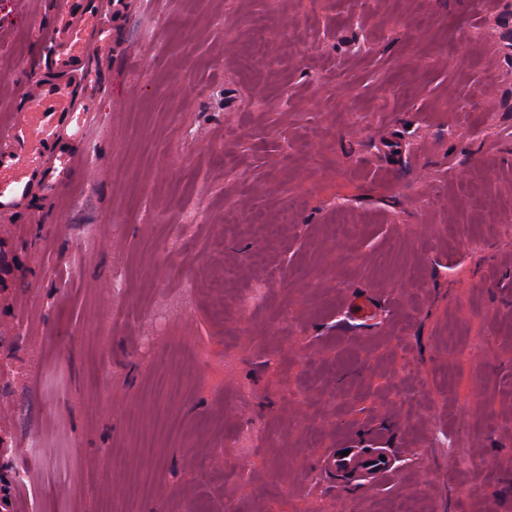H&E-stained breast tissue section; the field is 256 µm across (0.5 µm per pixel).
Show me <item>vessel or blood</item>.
<instances>
[{
  "label": "vessel or blood",
  "mask_w": 512,
  "mask_h": 512,
  "mask_svg": "<svg viewBox=\"0 0 512 512\" xmlns=\"http://www.w3.org/2000/svg\"><path fill=\"white\" fill-rule=\"evenodd\" d=\"M101 9L102 0H62L61 17L47 34L59 49V65L85 73L90 84L97 80L96 59L108 32ZM34 90L32 110L0 126V140L6 144L0 150V198L10 203L34 190L62 186L67 175L83 164L71 145L88 124L87 100L78 99L67 83L39 81ZM50 143L56 150L49 154L45 147ZM322 464L326 471L358 473L374 483L394 473L392 461L361 448L345 456L328 453Z\"/></svg>",
  "instance_id": "obj_1"
}]
</instances>
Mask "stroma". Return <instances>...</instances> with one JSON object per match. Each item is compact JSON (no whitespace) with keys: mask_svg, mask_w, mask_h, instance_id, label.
Segmentation results:
<instances>
[{"mask_svg":"<svg viewBox=\"0 0 512 512\" xmlns=\"http://www.w3.org/2000/svg\"><path fill=\"white\" fill-rule=\"evenodd\" d=\"M57 14L0 0V122L32 78L82 90ZM106 23L87 166L0 210V491L26 469L21 512H512V0ZM352 446L394 476L322 468Z\"/></svg>","mask_w":512,"mask_h":512,"instance_id":"35a3bbf8","label":"stroma"}]
</instances>
